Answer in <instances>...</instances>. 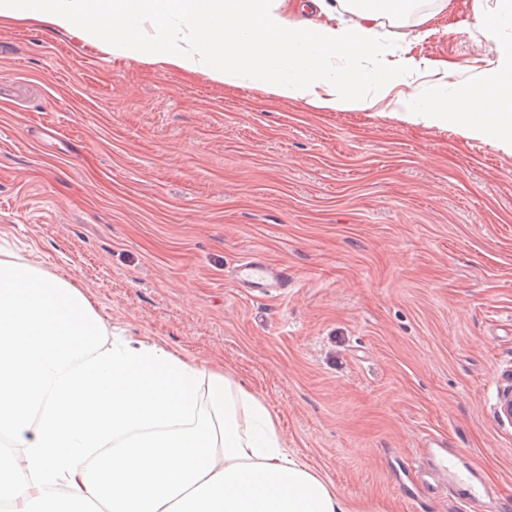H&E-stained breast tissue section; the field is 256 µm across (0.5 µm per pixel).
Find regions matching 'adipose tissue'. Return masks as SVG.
Segmentation results:
<instances>
[{
	"instance_id": "1",
	"label": "adipose tissue",
	"mask_w": 512,
	"mask_h": 512,
	"mask_svg": "<svg viewBox=\"0 0 512 512\" xmlns=\"http://www.w3.org/2000/svg\"><path fill=\"white\" fill-rule=\"evenodd\" d=\"M284 0H0V21L89 36L114 55L299 100L384 106L412 125L492 138L512 154V0L476 25L494 58L473 82L388 60L381 18L420 0H306L333 23L285 20ZM417 94L396 93L405 79ZM0 503L8 512H388L358 503L284 447L245 383L156 342L109 335L63 278L0 259Z\"/></svg>"
}]
</instances>
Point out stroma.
I'll use <instances>...</instances> for the list:
<instances>
[{
    "mask_svg": "<svg viewBox=\"0 0 512 512\" xmlns=\"http://www.w3.org/2000/svg\"><path fill=\"white\" fill-rule=\"evenodd\" d=\"M447 0L398 54L493 59ZM0 249L82 288L113 333L231 373L353 500L406 498L427 440L512 504V154L379 110L301 102L0 24ZM252 255L288 290L241 288Z\"/></svg>",
    "mask_w": 512,
    "mask_h": 512,
    "instance_id": "obj_1",
    "label": "stroma"
}]
</instances>
